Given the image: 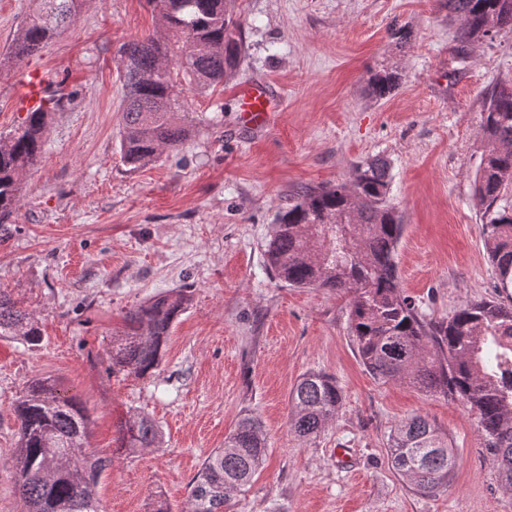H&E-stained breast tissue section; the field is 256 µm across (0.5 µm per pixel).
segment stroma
Instances as JSON below:
<instances>
[{
    "label": "stroma",
    "mask_w": 512,
    "mask_h": 512,
    "mask_svg": "<svg viewBox=\"0 0 512 512\" xmlns=\"http://www.w3.org/2000/svg\"><path fill=\"white\" fill-rule=\"evenodd\" d=\"M37 0H0V134L24 117L22 78L73 93L51 115L45 153L0 223V289L33 314L41 339L0 336V512H25L16 486L14 405L33 377L52 379L89 417L87 446L106 460L103 512H186L204 457L238 420L259 417L268 451L227 512H512L491 449L459 401L365 370L345 292L294 288L264 255L275 213L307 186L351 181L381 156L388 200L405 224L398 268L406 295L445 320L493 296L476 166L486 96L512 83V30L467 43L446 0H232L246 55L226 83L176 92L194 127L178 150L140 170L116 151L125 100L121 46L154 32L147 0H85L69 27L22 64L3 53ZM404 28L406 39L394 37ZM400 74L374 98L370 76ZM264 79L283 105L264 134L243 127L236 93ZM181 289L190 297L152 374L113 371L127 314ZM309 371L335 377L336 417L315 443L289 427L291 392ZM423 414L446 434L448 488L413 492L390 460L394 427ZM146 416L156 450L124 447L120 428Z\"/></svg>",
    "instance_id": "stroma-1"
}]
</instances>
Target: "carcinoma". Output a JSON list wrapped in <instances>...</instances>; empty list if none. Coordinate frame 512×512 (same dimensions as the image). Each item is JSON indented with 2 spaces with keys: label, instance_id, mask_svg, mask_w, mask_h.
Instances as JSON below:
<instances>
[{
  "label": "carcinoma",
  "instance_id": "carcinoma-1",
  "mask_svg": "<svg viewBox=\"0 0 512 512\" xmlns=\"http://www.w3.org/2000/svg\"><path fill=\"white\" fill-rule=\"evenodd\" d=\"M160 35L124 43L126 103L119 129L121 162L136 170L178 148L192 132L175 94L180 80L199 90L230 80L244 51L241 23L227 0H148ZM83 0H39V8L8 46L12 61L40 51L79 12ZM461 21L459 41L512 29V0H448ZM383 99L399 85L394 72L369 79ZM64 97L26 113L0 135V221L17 209L26 171L42 156L51 112ZM488 150L476 167L473 196L485 218V245L497 297L467 301L448 320H427L402 289L396 262L405 225L388 203L390 167L375 156L355 168L351 184L296 192L275 217L265 245L270 269L296 288L351 294L349 320L365 369L377 381L402 383L458 400L475 412L484 445L493 450L502 487L512 492V89L496 86L481 113ZM190 298L173 291L129 312V331L112 340V369L144 376L158 367L175 321ZM0 336L30 343L41 332L30 313L0 289ZM290 427L304 441L336 417L342 392L322 372L304 374L292 392ZM17 478L26 512H102L92 488L104 461L87 453L88 418L48 378H36L16 406ZM129 448L155 447L158 429L145 416L122 425ZM392 466L413 489L433 496L448 487L456 460L448 438L423 415L401 422L390 437ZM267 446L256 416L241 418L224 447L212 451L190 484L187 512H224L265 462Z\"/></svg>",
  "mask_w": 512,
  "mask_h": 512
}]
</instances>
